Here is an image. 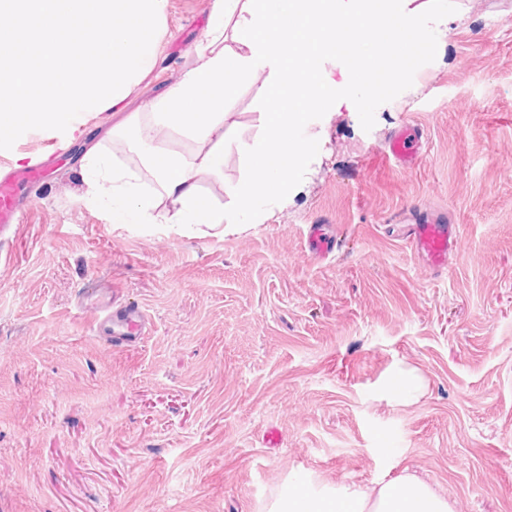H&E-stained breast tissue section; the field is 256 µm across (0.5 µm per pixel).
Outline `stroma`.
Returning <instances> with one entry per match:
<instances>
[{"label": "stroma", "instance_id": "1", "mask_svg": "<svg viewBox=\"0 0 512 512\" xmlns=\"http://www.w3.org/2000/svg\"><path fill=\"white\" fill-rule=\"evenodd\" d=\"M461 2L413 91L313 111L318 161L264 224H114L83 196L82 143L0 149V179L15 154L56 156L0 245V512H266L290 476L367 484L396 465L455 512H512V0ZM213 3L167 0L149 78L85 113L116 162L138 160L113 127L192 65ZM259 89L227 102L215 203L242 176ZM406 126L403 166L385 148ZM412 208L457 224L446 270L401 239ZM312 224L334 227V255L309 252ZM90 281L143 308L141 342L98 336L78 305Z\"/></svg>", "mask_w": 512, "mask_h": 512}]
</instances>
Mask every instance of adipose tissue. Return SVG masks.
Returning <instances> with one entry per match:
<instances>
[{"instance_id": "ef3b65f1", "label": "adipose tissue", "mask_w": 512, "mask_h": 512, "mask_svg": "<svg viewBox=\"0 0 512 512\" xmlns=\"http://www.w3.org/2000/svg\"><path fill=\"white\" fill-rule=\"evenodd\" d=\"M215 0L205 41L194 48L186 75L132 112L114 131L127 143L149 142L140 153V172L113 164L100 146L83 161L86 198L96 201L116 224L202 225L235 231L241 224L272 218L262 202L288 200L295 178L315 160L301 126L309 112L348 100L346 83L334 81L323 63L339 58L338 43L349 37V54L360 88L371 92L378 63L389 62L395 86L409 87L410 69L393 66L397 34L409 30L424 43H441L460 5L448 0ZM262 79L258 98L261 130L238 142L245 174L226 188L228 201L213 204L204 182L224 174V142L230 125L226 101L242 83ZM174 132L193 143L190 152L167 147ZM268 512H454L447 497L410 468L365 486L313 488L307 478H289Z\"/></svg>"}]
</instances>
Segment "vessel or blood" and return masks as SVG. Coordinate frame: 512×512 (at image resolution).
Listing matches in <instances>:
<instances>
[{
	"mask_svg": "<svg viewBox=\"0 0 512 512\" xmlns=\"http://www.w3.org/2000/svg\"><path fill=\"white\" fill-rule=\"evenodd\" d=\"M414 130L405 128L388 142V153L396 161L411 158L415 147ZM48 161H40L0 179V237L8 233L20 221L17 197L21 188L39 183L48 168ZM406 241L408 246L433 270L442 271L448 266V258L458 247L456 225L446 216L430 211L406 215ZM101 291L88 285L82 292L83 299L93 300V321L98 334L111 347L122 349L137 342L144 335L148 318L137 307L107 308L100 300Z\"/></svg>",
	"mask_w": 512,
	"mask_h": 512,
	"instance_id": "vessel-or-blood-1",
	"label": "vessel or blood"
}]
</instances>
